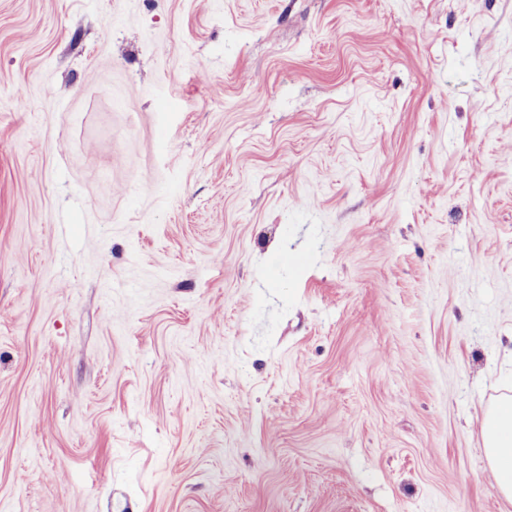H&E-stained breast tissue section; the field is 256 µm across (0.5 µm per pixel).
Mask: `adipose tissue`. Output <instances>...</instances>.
<instances>
[{"instance_id":"1","label":"adipose tissue","mask_w":512,"mask_h":512,"mask_svg":"<svg viewBox=\"0 0 512 512\" xmlns=\"http://www.w3.org/2000/svg\"><path fill=\"white\" fill-rule=\"evenodd\" d=\"M483 438L496 487L505 499L512 500V400L486 412Z\"/></svg>"}]
</instances>
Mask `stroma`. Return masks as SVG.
<instances>
[{
	"label": "stroma",
	"mask_w": 512,
	"mask_h": 512,
	"mask_svg": "<svg viewBox=\"0 0 512 512\" xmlns=\"http://www.w3.org/2000/svg\"><path fill=\"white\" fill-rule=\"evenodd\" d=\"M512 0H0V512H512ZM484 449L498 492L512 500V400L486 411Z\"/></svg>",
	"instance_id": "35a3bbf8"
}]
</instances>
